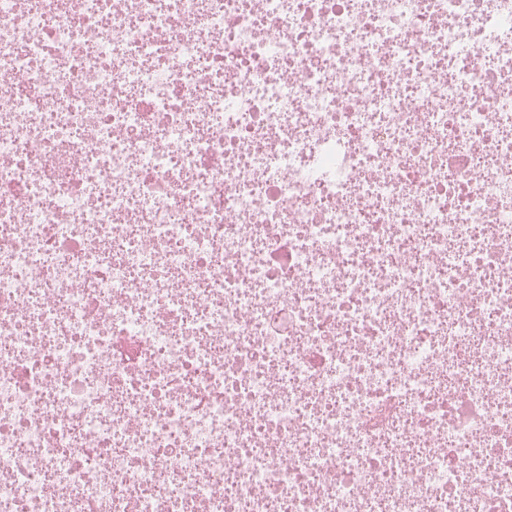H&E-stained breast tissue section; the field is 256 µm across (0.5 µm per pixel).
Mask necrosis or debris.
I'll list each match as a JSON object with an SVG mask.
<instances>
[{
    "instance_id": "necrosis-or-debris-1",
    "label": "necrosis or debris",
    "mask_w": 512,
    "mask_h": 512,
    "mask_svg": "<svg viewBox=\"0 0 512 512\" xmlns=\"http://www.w3.org/2000/svg\"><path fill=\"white\" fill-rule=\"evenodd\" d=\"M0 512H512V0H0Z\"/></svg>"
}]
</instances>
